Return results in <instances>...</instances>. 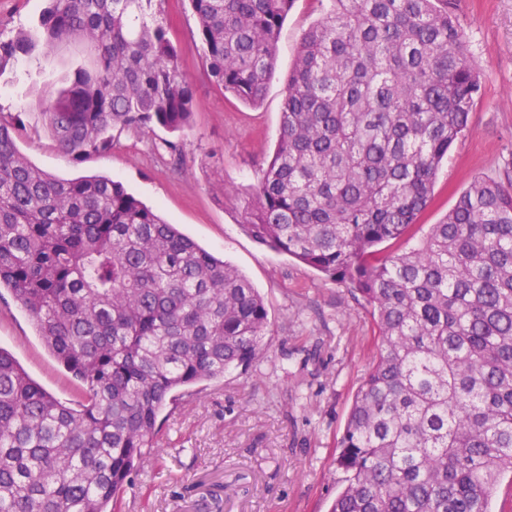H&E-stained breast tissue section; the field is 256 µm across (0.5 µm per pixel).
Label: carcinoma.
Here are the masks:
<instances>
[{"instance_id": "carcinoma-1", "label": "carcinoma", "mask_w": 512, "mask_h": 512, "mask_svg": "<svg viewBox=\"0 0 512 512\" xmlns=\"http://www.w3.org/2000/svg\"><path fill=\"white\" fill-rule=\"evenodd\" d=\"M155 0H48L0 39V75L84 57L45 92L73 163L113 132L180 133L196 101ZM209 78L256 106L294 0H188ZM300 39L280 136L247 231L345 283L380 340L357 389L331 512H489L512 475V177L476 176L420 244L390 251L432 202L481 94L453 0H328ZM0 111V288L79 383L62 400L0 347V512H112L182 388L268 351L264 298L237 268L105 175L24 157Z\"/></svg>"}]
</instances>
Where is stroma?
<instances>
[{"label": "stroma", "mask_w": 512, "mask_h": 512, "mask_svg": "<svg viewBox=\"0 0 512 512\" xmlns=\"http://www.w3.org/2000/svg\"><path fill=\"white\" fill-rule=\"evenodd\" d=\"M482 91L470 129L438 171L425 236L473 176L512 168V0H454ZM46 0H0V34L36 23ZM325 5L295 0L282 27L273 78L248 107L207 75L186 0H162L161 16L196 99L179 135L180 160L158 156L160 128L125 132L112 151L65 160L44 130L39 92L79 57L63 52L0 76V110L18 115V151L38 168L72 178L105 174L123 183L200 246L243 272L271 322L266 356L249 368L178 393L159 415L146 459L120 494L118 512H329L343 472L336 466L352 399L376 353L369 308L345 285L275 252L245 229L261 171L279 138L285 81L300 38ZM0 347L46 391L77 399V383L40 339L28 313L0 292Z\"/></svg>", "instance_id": "35a3bbf8"}]
</instances>
